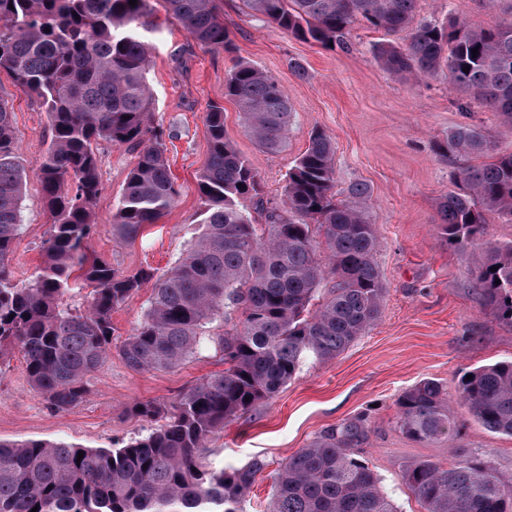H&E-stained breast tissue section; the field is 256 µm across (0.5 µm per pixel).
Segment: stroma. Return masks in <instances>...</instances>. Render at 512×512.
<instances>
[{
	"mask_svg": "<svg viewBox=\"0 0 512 512\" xmlns=\"http://www.w3.org/2000/svg\"><path fill=\"white\" fill-rule=\"evenodd\" d=\"M236 53L198 46L170 16L162 0H151L153 31L147 78L156 109L153 123L168 137L166 156L180 188L174 206L132 244L112 234V214L135 155L110 143L98 147L104 192L95 204L98 225L91 241L95 256L132 273L151 267L163 275L187 249L198 226L196 178L209 157L203 122L210 103L224 106V130L263 184L267 206L281 205L285 179L308 145L312 130L335 145L336 187L367 184L368 210L380 241L377 262L386 286L376 323L336 358L305 363L271 400L259 403L216 433L202 454L215 467L266 463L243 512H266L274 477L283 460L304 448L322 430L357 414L368 416L370 441L363 457L377 474L397 512H423L401 479L403 465L429 460L447 465L451 449L490 458L512 474V437L486 430L463 407H455L456 436L448 442L417 443L397 426L399 395L424 378L455 390L476 367L512 360V323L484 300L475 279L490 246L512 242V221L488 213L482 246L459 251L439 234L438 203L458 190L460 168L479 166L481 156H443L440 146L462 124L482 128L496 151H512V125L485 105L449 90L445 75L405 82L385 71L371 53L386 41L383 30L354 23L342 45L329 50L297 40L248 15L240 0H216ZM455 17L474 27L512 19V0H422L421 21ZM244 60L274 76L294 112L288 145L279 152L259 148L249 136L234 101L224 97V79ZM300 61L297 76L291 61ZM0 98L13 110L16 151L26 169L22 227L13 242L16 281L29 280L44 260L43 243L51 217L38 178L51 139L41 101L0 72ZM152 293L143 287L112 313L117 348L144 318ZM223 318L208 324L199 349L165 370L139 372L115 351L87 381L85 401L68 411L50 410L30 385L22 356L0 357V440L64 442L85 448H116L147 434L151 421L131 413L138 402L168 406L205 377L223 371L216 334Z\"/></svg>",
	"mask_w": 512,
	"mask_h": 512,
	"instance_id": "1",
	"label": "stroma"
}]
</instances>
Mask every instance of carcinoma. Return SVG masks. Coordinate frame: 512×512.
Listing matches in <instances>:
<instances>
[{"label": "carcinoma", "instance_id": "cac0c4a2", "mask_svg": "<svg viewBox=\"0 0 512 512\" xmlns=\"http://www.w3.org/2000/svg\"><path fill=\"white\" fill-rule=\"evenodd\" d=\"M149 2L0 0V71L42 100L51 130L40 168L51 216L46 260L19 284L8 262L22 223L26 171L12 112L0 99V356L18 350L48 407L73 409L86 398L87 377L112 350V311L150 282L148 311L119 347L127 366L164 370L184 362L206 325L222 316L224 371L167 410L134 404V415L163 423L119 448L0 442V512H242L265 461L214 469L200 461L199 449L224 423L275 397L303 363L335 358L380 314L386 288L365 207L369 187L355 182L336 190L334 146L316 129L286 175L283 206L264 207L260 179L226 138L224 107L216 103L204 113L209 159L197 179L200 231L178 263L158 277L149 267L125 273L89 253L97 232L92 208L103 191L99 142L136 152L112 215L120 241L135 242L179 195L164 129L149 123L155 110L147 79ZM241 2L288 35L325 48L362 18L397 36L372 46L390 73L406 81L446 73L451 88L512 124V20L472 28L450 18L413 27L421 0ZM164 3L196 44L235 50L215 0ZM224 97L238 105L260 148L287 147L293 112L274 77L239 61L225 78ZM492 151L476 126L448 133L447 156ZM459 178L464 190L438 203L439 227L444 241L465 251L482 240L487 213L512 221V151L462 169ZM247 199L263 222L243 205ZM476 280L487 303L512 323V242L490 248ZM78 281L92 288L91 301L72 312L61 300ZM470 375L453 395L431 378L403 391L400 431L419 443L451 440L457 403L485 429L512 437V362ZM369 437L363 415L322 430L280 464L268 512H396L361 456ZM401 477L424 512H512V475L485 457L458 452L446 467L419 460L404 466Z\"/></svg>", "mask_w": 512, "mask_h": 512}]
</instances>
